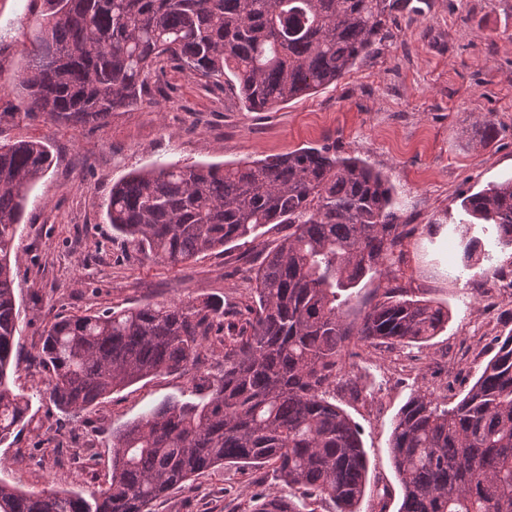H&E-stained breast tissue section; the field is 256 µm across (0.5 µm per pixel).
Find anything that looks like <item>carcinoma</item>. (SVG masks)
Listing matches in <instances>:
<instances>
[{
	"label": "carcinoma",
	"instance_id": "carcinoma-1",
	"mask_svg": "<svg viewBox=\"0 0 512 512\" xmlns=\"http://www.w3.org/2000/svg\"><path fill=\"white\" fill-rule=\"evenodd\" d=\"M399 0H44L30 62L17 77L30 118L97 125L144 103L147 81L186 68L260 111L332 84L381 38ZM52 165L44 141L0 143V444L25 426L30 398L9 387L18 333L11 260L31 188ZM456 227L460 263L481 257L477 223L512 246V178L467 196ZM112 229L176 267L265 224L288 233L265 249L244 319L224 302L146 303L56 315L38 356L63 413L90 411L115 390L189 371L224 342V373L200 401L166 400L112 433L107 485L87 499L0 481V512H154L209 471L271 469L283 490L248 512H359L368 483L360 433L329 399L345 390L346 357L376 342L435 336L448 313L386 288L361 322L340 292L387 263L411 231L393 189L366 161L333 146L237 165L169 163L112 185ZM398 512H512V332L453 407L421 391L398 413L389 448Z\"/></svg>",
	"mask_w": 512,
	"mask_h": 512
}]
</instances>
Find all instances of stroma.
<instances>
[{
  "instance_id": "stroma-1",
  "label": "stroma",
  "mask_w": 512,
  "mask_h": 512,
  "mask_svg": "<svg viewBox=\"0 0 512 512\" xmlns=\"http://www.w3.org/2000/svg\"><path fill=\"white\" fill-rule=\"evenodd\" d=\"M43 0H0V112H22L14 77L28 62ZM153 103L97 127L37 116L0 125V137L46 141L53 165L29 193L13 265L19 368L10 386L30 396V421L0 444V481L25 490L52 485L90 496L112 465V432L166 399H199L224 370V346L203 349L189 373L160 374L113 392L92 411L61 413L45 395L37 358L56 313L121 310L148 302L224 297L250 301L261 252L286 233L266 225L246 246L229 244L169 267L133 249L106 217L113 183L161 163L235 164L301 147L335 146L366 160L394 187L401 223L413 229L390 266V283L444 307L432 339L360 349L347 369L361 395L337 405L360 427L369 463L360 512H397L401 487L389 452L393 421L426 390L459 401L512 331V294L487 273H512V247L482 233L479 268L461 269L454 226L466 195L512 177V0H400L371 52L336 83L271 109L247 110L234 93L187 70L150 79ZM492 123L493 140L484 125ZM271 470L227 467L176 489L155 512H246L274 488Z\"/></svg>"
}]
</instances>
